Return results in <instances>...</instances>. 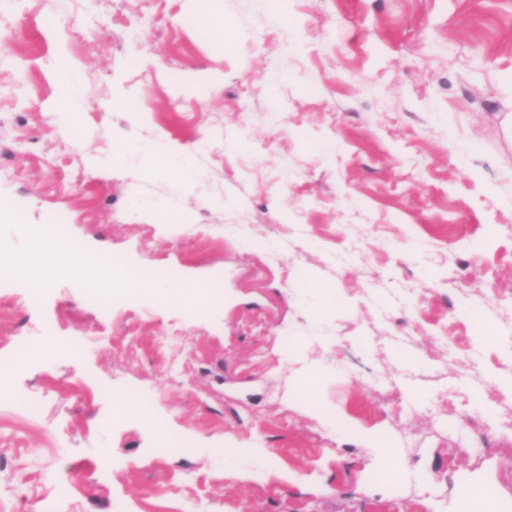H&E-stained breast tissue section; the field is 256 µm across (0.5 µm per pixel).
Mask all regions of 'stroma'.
<instances>
[{
    "mask_svg": "<svg viewBox=\"0 0 512 512\" xmlns=\"http://www.w3.org/2000/svg\"><path fill=\"white\" fill-rule=\"evenodd\" d=\"M279 4L0 0V248L48 259L29 232L61 211L88 254L210 288L200 315L150 279L105 311L67 272L35 299L0 277V341L34 343L0 512H460L462 478L512 503V0ZM159 139L190 183L112 164ZM56 81L64 94L63 106L60 114L71 119L74 115H77L79 112H81V106L73 98L72 90L75 81V74L70 65L65 60H60L57 64Z\"/></svg>",
    "mask_w": 512,
    "mask_h": 512,
    "instance_id": "stroma-1",
    "label": "stroma"
}]
</instances>
